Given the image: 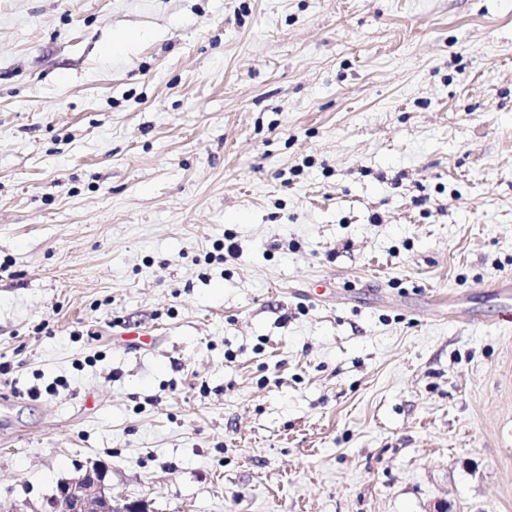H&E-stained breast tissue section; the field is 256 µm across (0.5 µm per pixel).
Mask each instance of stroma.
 I'll return each mask as SVG.
<instances>
[{
    "label": "stroma",
    "instance_id": "stroma-1",
    "mask_svg": "<svg viewBox=\"0 0 512 512\" xmlns=\"http://www.w3.org/2000/svg\"><path fill=\"white\" fill-rule=\"evenodd\" d=\"M507 277L512 0H0L5 510L512 512ZM108 472L99 461H88L76 475L58 483L46 512H147L144 501L112 494Z\"/></svg>",
    "mask_w": 512,
    "mask_h": 512
}]
</instances>
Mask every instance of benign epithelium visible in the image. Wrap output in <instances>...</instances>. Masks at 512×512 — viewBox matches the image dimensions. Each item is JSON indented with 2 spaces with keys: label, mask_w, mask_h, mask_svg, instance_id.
Returning <instances> with one entry per match:
<instances>
[{
  "label": "benign epithelium",
  "mask_w": 512,
  "mask_h": 512,
  "mask_svg": "<svg viewBox=\"0 0 512 512\" xmlns=\"http://www.w3.org/2000/svg\"><path fill=\"white\" fill-rule=\"evenodd\" d=\"M49 512H148L142 500L112 494L108 468L89 461L77 474L58 483L48 500Z\"/></svg>",
  "instance_id": "7a95c632"
}]
</instances>
